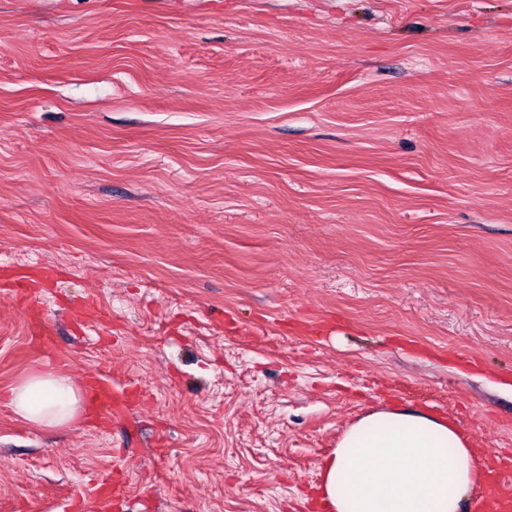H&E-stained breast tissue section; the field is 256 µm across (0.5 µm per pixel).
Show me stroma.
<instances>
[{"label":"stroma","instance_id":"1","mask_svg":"<svg viewBox=\"0 0 512 512\" xmlns=\"http://www.w3.org/2000/svg\"><path fill=\"white\" fill-rule=\"evenodd\" d=\"M46 265L0 512H303L374 409L512 450V0H0V269ZM44 367L137 396L39 427ZM29 344L36 355L47 353L54 345L53 331L41 320L29 324Z\"/></svg>","mask_w":512,"mask_h":512}]
</instances>
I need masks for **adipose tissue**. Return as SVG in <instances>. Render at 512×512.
<instances>
[{"mask_svg": "<svg viewBox=\"0 0 512 512\" xmlns=\"http://www.w3.org/2000/svg\"><path fill=\"white\" fill-rule=\"evenodd\" d=\"M20 417L43 428L74 424L70 378L37 371L9 390ZM468 442L448 421L406 410H374L351 422L319 466L326 512H461L474 483Z\"/></svg>", "mask_w": 512, "mask_h": 512, "instance_id": "adipose-tissue-1", "label": "adipose tissue"}]
</instances>
